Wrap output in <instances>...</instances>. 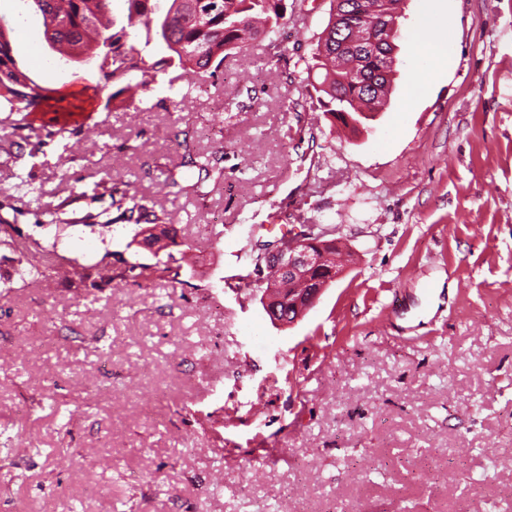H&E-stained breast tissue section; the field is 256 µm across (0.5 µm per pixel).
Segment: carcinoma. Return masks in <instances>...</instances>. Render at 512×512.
Instances as JSON below:
<instances>
[{
	"instance_id": "carcinoma-1",
	"label": "carcinoma",
	"mask_w": 512,
	"mask_h": 512,
	"mask_svg": "<svg viewBox=\"0 0 512 512\" xmlns=\"http://www.w3.org/2000/svg\"><path fill=\"white\" fill-rule=\"evenodd\" d=\"M23 8L33 9L43 20L44 35L49 47L68 62L87 55L101 60L100 82L92 86L93 95L119 86L108 95L115 100L133 88L150 90L159 75L172 68L184 76H215L224 57L233 50H244L254 41L269 40L279 33L283 19L282 0H169V7L160 12L156 0H126L127 24L117 25L112 18V0H20ZM372 0H336V9L317 43L312 56L304 60L307 73L319 71L322 80L315 87L329 100L322 102L325 114L341 119L345 125L359 123L364 111L361 103H370L383 93L391 82L392 66L381 52L366 49L373 36L375 19L398 11L400 0H377L376 10H370ZM145 31V45L156 42L163 50L150 54L128 43L131 27ZM13 29L0 25V129H10L18 137L0 150L12 153L23 149L25 132L32 129L29 116L49 99V89L37 84L20 70L12 56ZM363 75L376 84L371 91L350 74ZM179 142L182 153L171 167L159 170L163 185L180 192H202L208 181L224 179L223 157L202 154L194 148L188 132H182ZM197 170V181L182 185L176 177L178 168ZM93 192L109 197L112 206L123 218L139 224H164L166 214L155 210L154 202L131 192V185L120 175L103 169L94 182ZM0 203V246H14V224L3 214ZM78 282L86 289L101 292L112 287V281L131 282L138 288H150L161 279L175 280L179 271L167 264L153 267L133 264L122 271L105 270L97 264L84 265L75 272Z\"/></svg>"
}]
</instances>
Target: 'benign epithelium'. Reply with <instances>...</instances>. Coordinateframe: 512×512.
Masks as SVG:
<instances>
[{
	"instance_id": "benign-epithelium-1",
	"label": "benign epithelium",
	"mask_w": 512,
	"mask_h": 512,
	"mask_svg": "<svg viewBox=\"0 0 512 512\" xmlns=\"http://www.w3.org/2000/svg\"><path fill=\"white\" fill-rule=\"evenodd\" d=\"M380 29L381 39L377 41V45L386 47L387 57L392 58L396 51L395 40L399 36L398 21L382 17ZM163 229L162 225L150 229L149 233L152 237L141 241V245L156 255L169 248L173 241L167 233L163 232ZM324 237L325 234L308 229L296 236L285 237L263 254L265 264L261 266V272H259L262 282H267L265 272L272 270L280 277L286 276L301 284L299 288L260 289L265 314L274 315L279 304L287 299L300 317L316 303L325 290L326 284L310 278V270L330 258L324 250V244L320 243Z\"/></svg>"
}]
</instances>
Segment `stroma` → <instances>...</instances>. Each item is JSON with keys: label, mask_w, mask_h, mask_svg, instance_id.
<instances>
[{"label": "stroma", "mask_w": 512, "mask_h": 512, "mask_svg": "<svg viewBox=\"0 0 512 512\" xmlns=\"http://www.w3.org/2000/svg\"><path fill=\"white\" fill-rule=\"evenodd\" d=\"M283 3L275 59L257 44L201 86L166 73L92 99L89 128L35 126L42 163L0 152L16 241L58 265L23 278L0 246V512H512V0H403L389 103L357 134L301 63L332 0ZM0 17L52 109L82 106L96 61H58L19 0ZM180 130L224 154L206 198L156 178ZM102 164L165 210L169 252L92 198ZM68 198L60 234L39 203ZM87 212L105 225L76 222ZM299 224L350 260L279 326L241 278ZM158 260L180 281L96 298L62 276Z\"/></svg>", "instance_id": "1"}]
</instances>
